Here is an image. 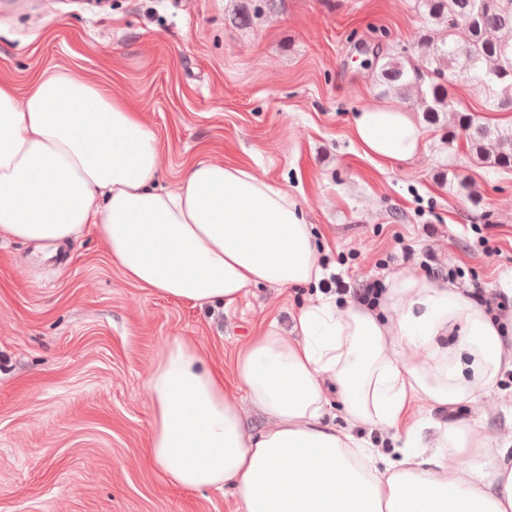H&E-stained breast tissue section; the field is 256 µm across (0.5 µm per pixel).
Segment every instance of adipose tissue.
<instances>
[{
	"label": "adipose tissue",
	"instance_id": "ef3b65f1",
	"mask_svg": "<svg viewBox=\"0 0 512 512\" xmlns=\"http://www.w3.org/2000/svg\"><path fill=\"white\" fill-rule=\"evenodd\" d=\"M352 134L380 161L423 151L418 118L394 103L362 109ZM157 158L151 130L108 88L60 73L23 93L0 81V238L49 246L94 232L129 282L200 306L320 278L311 228L283 188L200 160L171 193L156 185ZM382 305L393 323L319 300L295 338L272 326L240 350L230 384L171 338L146 381L151 466L186 490L233 487L237 512H512V452L489 453L475 426L447 428L446 451L427 459L406 439L393 460L324 422L331 388L349 420L394 426L408 393L448 407L498 381L503 331L455 286L401 272ZM232 386L271 427L247 433Z\"/></svg>",
	"mask_w": 512,
	"mask_h": 512
}]
</instances>
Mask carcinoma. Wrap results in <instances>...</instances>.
Listing matches in <instances>:
<instances>
[{"instance_id": "cac0c4a2", "label": "carcinoma", "mask_w": 512, "mask_h": 512, "mask_svg": "<svg viewBox=\"0 0 512 512\" xmlns=\"http://www.w3.org/2000/svg\"><path fill=\"white\" fill-rule=\"evenodd\" d=\"M419 10L439 30L417 33L415 53L402 50L378 66V85L417 103L433 125L453 102L448 87L465 77L483 88L491 112L512 110V0H416ZM473 159L494 170H512V126L500 128L476 121L469 113L458 119ZM493 140L490 153L485 142Z\"/></svg>"}]
</instances>
